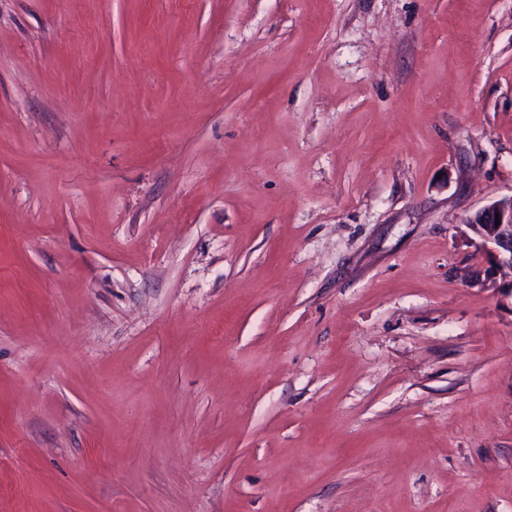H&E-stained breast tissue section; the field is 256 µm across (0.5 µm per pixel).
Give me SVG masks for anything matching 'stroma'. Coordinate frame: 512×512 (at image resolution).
Listing matches in <instances>:
<instances>
[{
  "instance_id": "stroma-1",
  "label": "stroma",
  "mask_w": 512,
  "mask_h": 512,
  "mask_svg": "<svg viewBox=\"0 0 512 512\" xmlns=\"http://www.w3.org/2000/svg\"><path fill=\"white\" fill-rule=\"evenodd\" d=\"M512 0H0V512H512ZM499 214V225H496ZM469 239L485 256L479 271L465 270L464 282L472 288L508 290L512 297V195L496 198L463 220Z\"/></svg>"
}]
</instances>
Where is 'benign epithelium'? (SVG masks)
<instances>
[{"label": "benign epithelium", "mask_w": 512, "mask_h": 512, "mask_svg": "<svg viewBox=\"0 0 512 512\" xmlns=\"http://www.w3.org/2000/svg\"><path fill=\"white\" fill-rule=\"evenodd\" d=\"M470 240L485 256L483 269L462 273L472 288L512 293V195L496 198L463 220Z\"/></svg>", "instance_id": "obj_1"}]
</instances>
